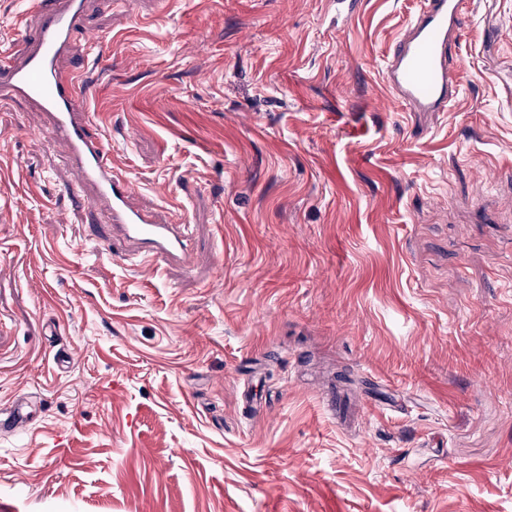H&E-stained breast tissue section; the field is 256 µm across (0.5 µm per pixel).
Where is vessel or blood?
<instances>
[{"label":"vessel or blood","instance_id":"obj_1","mask_svg":"<svg viewBox=\"0 0 512 512\" xmlns=\"http://www.w3.org/2000/svg\"><path fill=\"white\" fill-rule=\"evenodd\" d=\"M87 0H32L38 18L17 49L0 54V101L19 100L46 113L45 136L61 140L84 184L109 205L112 234L126 249L155 264L187 263L190 252L178 224H160L132 205L134 183L117 176L105 145L91 132L80 70L64 72L62 57L76 49ZM461 0H425L419 16L397 42L386 79L412 112H441L456 92L448 49L461 30Z\"/></svg>","mask_w":512,"mask_h":512}]
</instances>
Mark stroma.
<instances>
[{
    "label": "stroma",
    "instance_id": "35a3bbf8",
    "mask_svg": "<svg viewBox=\"0 0 512 512\" xmlns=\"http://www.w3.org/2000/svg\"><path fill=\"white\" fill-rule=\"evenodd\" d=\"M89 2L93 132L190 262L95 247L0 103V512H512V0L446 112L385 75L424 0Z\"/></svg>",
    "mask_w": 512,
    "mask_h": 512
}]
</instances>
